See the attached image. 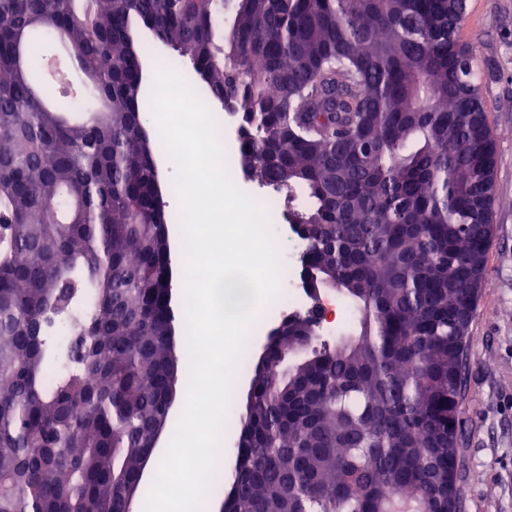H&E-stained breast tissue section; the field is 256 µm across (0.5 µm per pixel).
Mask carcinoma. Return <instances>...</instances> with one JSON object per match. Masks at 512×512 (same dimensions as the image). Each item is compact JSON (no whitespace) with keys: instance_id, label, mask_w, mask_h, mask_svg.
<instances>
[{"instance_id":"obj_1","label":"carcinoma","mask_w":512,"mask_h":512,"mask_svg":"<svg viewBox=\"0 0 512 512\" xmlns=\"http://www.w3.org/2000/svg\"><path fill=\"white\" fill-rule=\"evenodd\" d=\"M465 0H0V512H125L179 361L139 30L247 117L237 163L305 204L315 314L249 366L230 512H450L495 154ZM61 47L65 78L37 66ZM70 328L63 344L59 333ZM63 361L53 377L46 367Z\"/></svg>"}]
</instances>
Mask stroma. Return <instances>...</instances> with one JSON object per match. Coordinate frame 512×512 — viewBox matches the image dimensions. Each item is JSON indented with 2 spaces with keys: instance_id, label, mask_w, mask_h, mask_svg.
<instances>
[{
  "instance_id": "stroma-1",
  "label": "stroma",
  "mask_w": 512,
  "mask_h": 512,
  "mask_svg": "<svg viewBox=\"0 0 512 512\" xmlns=\"http://www.w3.org/2000/svg\"><path fill=\"white\" fill-rule=\"evenodd\" d=\"M462 40L480 37L478 73L496 140L497 203L470 327L458 414L460 512H512V0H466Z\"/></svg>"
}]
</instances>
